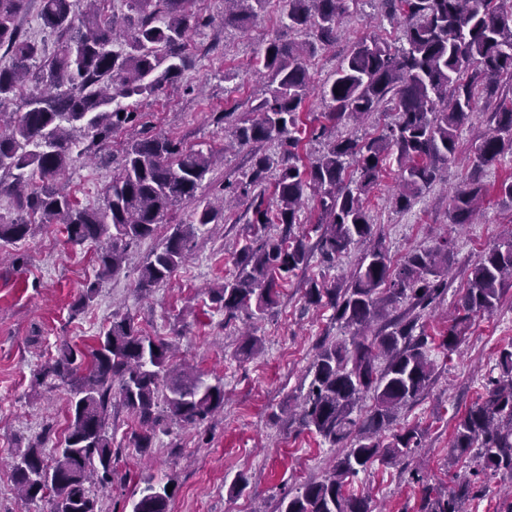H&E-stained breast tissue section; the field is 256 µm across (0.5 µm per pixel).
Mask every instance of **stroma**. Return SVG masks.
<instances>
[{
	"instance_id": "stroma-1",
	"label": "stroma",
	"mask_w": 512,
	"mask_h": 512,
	"mask_svg": "<svg viewBox=\"0 0 512 512\" xmlns=\"http://www.w3.org/2000/svg\"><path fill=\"white\" fill-rule=\"evenodd\" d=\"M192 9L209 24L189 37L191 66L179 82L140 101L138 110L148 130L217 155L194 197L170 211L153 237L131 247L125 273L106 280L79 316H72L71 306L95 275L94 247L67 244L58 225L41 224L13 247L12 261L0 264V512L50 509L47 501L18 496L8 465L27 444L39 441L48 451L66 433V391L31 389L33 372L63 342L93 345L97 332L116 314H131L145 335L174 343L179 362L194 366L206 383L223 384L225 400L217 416L197 427L174 426L169 433H157L151 448L143 451L128 445L139 428L137 419L114 406L112 447L117 461L114 480L99 498L101 512H131L134 495L147 477L172 485L170 512H254L258 506L278 512L285 494L324 477L343 453L342 446L300 426L289 415L288 404L307 392L319 344L350 336L330 306L308 304L307 283H345L360 262L363 245L331 264L312 257L305 270L281 285L277 305L264 316L242 310L227 317L207 290L235 271L250 217L251 200L246 197L222 223L201 227L189 258L170 282L147 297L136 289L138 267L176 225L192 223L198 210L223 196L224 184L250 165L253 153L276 151L271 143L225 149L216 119L226 112L252 118V108L266 90L259 54L268 39L289 35L283 0H272L243 28L225 25L224 0H193ZM339 29L341 38L309 61L314 90L302 118L310 126L324 110L322 85L331 80L354 42L376 34L394 44L400 36L387 22L380 0H352ZM489 130V109L482 102L461 127L458 154L449 161L442 181L424 190L410 209L398 211L390 203L397 176L393 162L366 201L374 238L391 265L442 238L454 243L448 286L420 319L435 365L433 379L402 411L398 424L399 429L422 433L423 446L409 457L374 462L349 487L367 498L374 512H420L427 492L453 490L455 474L474 467L472 454L455 457L454 429L469 408L484 400L489 378L498 374L499 353L512 344V285L493 312L471 318L454 349L442 344L458 313L469 266L483 251L512 239V200L496 192L512 174L508 156L483 173L489 195L476 223L458 226L450 219L451 196L470 173L467 159ZM115 173L112 163L84 157L61 176L58 186L94 209ZM247 331L261 339L262 351L241 360L236 350ZM414 471L419 474L415 480L410 477ZM242 477L248 485L241 490L237 483ZM464 510L512 512V476L480 477Z\"/></svg>"
}]
</instances>
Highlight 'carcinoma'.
I'll return each mask as SVG.
<instances>
[{"label": "carcinoma", "mask_w": 512, "mask_h": 512, "mask_svg": "<svg viewBox=\"0 0 512 512\" xmlns=\"http://www.w3.org/2000/svg\"><path fill=\"white\" fill-rule=\"evenodd\" d=\"M79 0H41L43 29L64 38L54 56L17 25L29 0H0V49L9 62L0 66V107L16 98L24 82L37 92L24 99L22 112H0V195L13 197L19 218H0V251L32 235L38 224H62L74 246L98 247V271L74 303L78 313L98 293L102 280L124 270L129 248L148 237L178 203L194 196L211 168V154L184 147L163 135L136 129L137 103L174 84L188 67L189 33L200 26L192 0H126L129 34L119 38L116 19L98 4L77 13ZM288 30L311 31L304 42L269 39L260 64L267 79L265 97L253 108L256 117L224 128L239 145L274 142L278 153L258 157L242 178L227 185L231 193L252 196L248 223L255 240L236 257L237 271L211 300L230 316L247 309L261 317L278 301L280 282L305 269L313 252L334 260L371 240L372 224L364 207L377 185L385 160L398 167L395 207L405 210L431 187L443 165L456 157L461 126L477 97H491L512 82V8L502 0H382L390 20L401 25V44L377 37L354 44L321 87L327 111L318 136L326 151L310 165L301 164L306 130L301 109L313 86L306 60L336 42L338 24L349 0H285ZM267 0H224V22L244 25L257 17ZM120 49H115V45ZM392 96L397 120L370 139L336 136L348 120H361ZM134 100L128 105L120 100ZM493 133L482 138L471 172L451 198L453 223L472 224L483 196L484 168L512 154V101L490 113ZM88 140L84 153H107L112 134L132 131L118 156L119 173L105 190L102 205L81 207L60 192L57 182L79 155L74 130ZM357 178L344 182L349 163ZM274 174L275 208L263 206L256 188ZM317 196L314 244L305 235L275 238L262 234L269 224L299 223L307 192ZM220 210L208 205L191 224H179L161 248L140 267L137 289L148 295L172 279L186 261L198 227L216 224ZM454 253L448 239L412 253L391 269L375 243L340 288L315 280L307 302L322 300L335 317L353 329L350 341L322 343L311 366L308 392L299 402L302 424L343 455L332 473L309 482L280 501L279 512H374L368 499L345 486L376 460L406 457L420 447L416 430L385 435L399 413L428 388L434 373L428 341L417 331L421 311L442 293ZM512 279V240L483 252L472 263L469 288L460 313L448 328L443 346H457L462 328L477 314L496 308ZM407 308L390 315L389 306ZM500 376L484 401L456 424L452 447L463 455L477 449L473 476L512 475V347L500 351ZM37 386L67 390L69 427L64 443L47 460L38 442L18 451L10 462L19 496L49 501L50 512H100L92 487L112 484L115 471L110 420L120 402L138 419L131 436L136 448L151 447L157 428L169 422L194 426L224 408V385L206 384L201 374L174 363L171 344L142 333L134 317L112 318L94 345L61 344L57 356L33 375ZM374 404L363 419L353 417L360 398ZM132 512H169L168 485L147 478ZM464 484L448 494L425 498L421 512H463Z\"/></svg>", "instance_id": "cac0c4a2"}]
</instances>
